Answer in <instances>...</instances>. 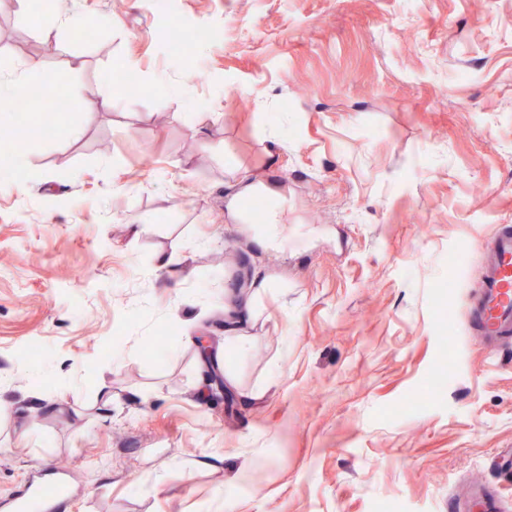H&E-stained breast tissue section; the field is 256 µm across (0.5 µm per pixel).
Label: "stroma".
Returning <instances> with one entry per match:
<instances>
[{
  "mask_svg": "<svg viewBox=\"0 0 512 512\" xmlns=\"http://www.w3.org/2000/svg\"><path fill=\"white\" fill-rule=\"evenodd\" d=\"M162 15L206 33L192 56ZM56 16L0 0V76L35 61L67 94L0 183V512L62 460L56 512H475L480 487L512 512V344L490 355L465 305L512 225V0ZM128 68L139 87L104 82ZM255 277L238 354L224 318ZM213 371L242 385L226 403ZM272 288V284L268 279L254 280L250 287V297L246 305L245 310L238 314V319L233 320L231 324L224 323V331L235 332L245 322L256 324L259 322L262 316V302L264 297L267 295L269 289Z\"/></svg>",
  "mask_w": 512,
  "mask_h": 512,
  "instance_id": "1",
  "label": "stroma"
}]
</instances>
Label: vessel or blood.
I'll list each match as a JSON object with an SVG mask.
<instances>
[{
	"label": "vessel or blood",
	"instance_id": "obj_1",
	"mask_svg": "<svg viewBox=\"0 0 512 512\" xmlns=\"http://www.w3.org/2000/svg\"><path fill=\"white\" fill-rule=\"evenodd\" d=\"M476 331L490 346L496 347L512 340V226L498 229L490 256L481 273L479 291L469 302ZM63 479L33 480L14 503V512H46L57 506L67 495Z\"/></svg>",
	"mask_w": 512,
	"mask_h": 512
}]
</instances>
